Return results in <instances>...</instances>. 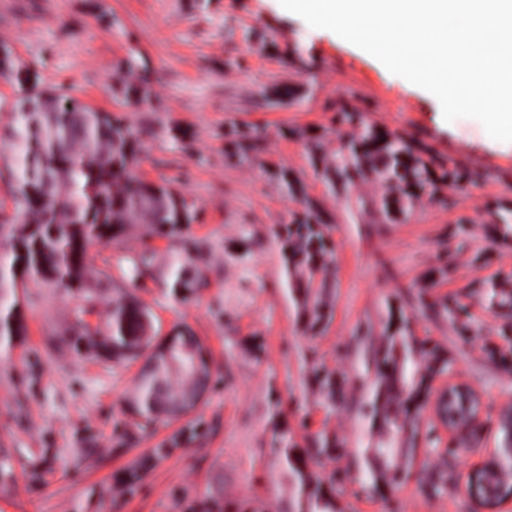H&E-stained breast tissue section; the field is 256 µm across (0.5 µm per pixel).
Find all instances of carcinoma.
<instances>
[{"label":"carcinoma","instance_id":"carcinoma-1","mask_svg":"<svg viewBox=\"0 0 512 512\" xmlns=\"http://www.w3.org/2000/svg\"><path fill=\"white\" fill-rule=\"evenodd\" d=\"M0 78L27 86L34 101L49 94L50 112H25L14 104L7 127L12 153L4 171L13 190L16 212L26 220L12 230L9 246L0 252V346L25 333L17 288L28 278H39L60 288L84 291L86 306L73 312L66 329L78 351L108 354L114 358H143V364L127 409L136 427L146 430L160 421L174 419L179 394L194 389L188 366L208 351L193 332H179L153 343L142 340L144 322L153 319L133 295L112 303L106 318L96 326L86 321L104 293L114 287L112 278L92 277L86 255L96 242L119 239L133 224H146L160 237L181 238L198 219L193 201L168 183L139 177L136 167L142 149L137 131L120 116L104 112L59 91H47L10 50L0 56ZM128 101L142 103L150 96L149 81L141 77L120 88ZM260 138L258 130L232 126L224 131L230 156L249 161ZM309 164L332 193L343 184L368 172L385 186L426 183L421 166L411 160L408 144L399 136L381 134L370 125L356 137L341 143L333 154L310 151ZM281 263L289 293L297 305L305 330L315 332L332 318L325 300L323 276L332 251L331 229L316 202L307 200L300 211L276 232ZM154 253L145 249L132 258L125 279L137 284L153 266ZM203 285L202 272L192 265L187 246L170 250L167 288L186 300ZM488 303L512 309V289L491 280L484 286ZM374 372L369 400L364 406L370 446L361 450L363 474L373 489L392 488L410 476L420 438L437 447L439 437L420 416L431 393L434 375L450 368L447 353L428 347L413 335L409 321L388 309L384 341L363 360ZM312 386L329 408L343 402L344 381L327 368L312 365ZM500 468L512 477V453L506 447L509 431L500 427ZM282 464L297 497L287 512H337L335 481L324 483L309 472L296 444L281 433ZM315 454L334 457L344 452L336 435L322 432L315 440Z\"/></svg>","mask_w":512,"mask_h":512}]
</instances>
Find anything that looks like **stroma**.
Here are the masks:
<instances>
[{
  "mask_svg": "<svg viewBox=\"0 0 512 512\" xmlns=\"http://www.w3.org/2000/svg\"><path fill=\"white\" fill-rule=\"evenodd\" d=\"M0 44L39 78L41 87L127 117L142 139L138 172L184 192L199 210L189 230L208 285L188 301L165 283L169 245L137 224L115 242L90 247L91 274L121 280L133 256L152 247V276L134 295L154 315L157 337L193 329L212 354L213 383L196 411L204 427L172 448L177 426L133 428L127 413L139 365L78 353L62 332L79 291L37 279L17 290L27 332L0 348V512H282L293 495L276 432L299 448L335 433L346 450L311 456L314 477L339 475V512H477L461 488L434 495L423 460L401 486L376 492L363 480L358 449L368 423L356 410L329 409L308 380L318 362L366 398L372 381L361 355L379 345L387 309L414 335L445 350L449 380L483 396L470 452L447 459L458 477L488 459L500 439L499 414L512 406V315L491 306L482 286L512 289V240L494 215L512 209V144L492 139L473 118L445 122L439 101L390 73L336 34L311 27L280 0H0ZM136 59V71L126 62ZM147 77L151 96L135 104L121 82ZM260 127L250 161L224 158V129ZM373 125L401 136L435 164L470 172L452 188L426 187L402 200V217L380 221L375 205L389 190L373 176L328 194L309 164L311 147L335 152L342 138ZM184 135L171 140L173 130ZM287 170L301 194L286 195L274 177ZM320 202L335 251L330 322L307 332L285 289L275 232L302 198ZM467 305L472 329L460 335L438 314L443 300ZM150 460L137 480L136 462Z\"/></svg>",
  "mask_w": 512,
  "mask_h": 512,
  "instance_id": "obj_1",
  "label": "stroma"
}]
</instances>
